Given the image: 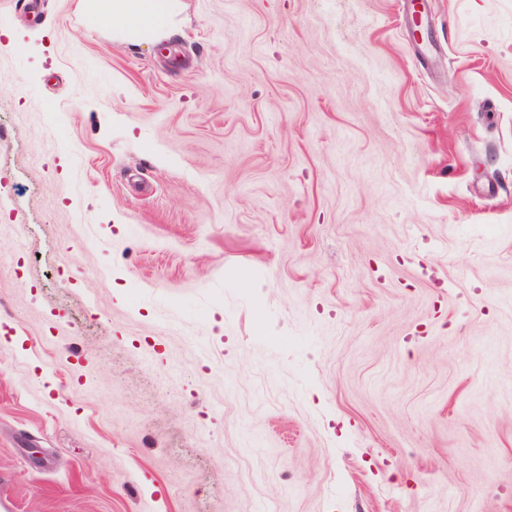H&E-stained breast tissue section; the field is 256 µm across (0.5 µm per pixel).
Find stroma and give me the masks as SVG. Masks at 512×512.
Returning <instances> with one entry per match:
<instances>
[{
	"label": "stroma",
	"mask_w": 512,
	"mask_h": 512,
	"mask_svg": "<svg viewBox=\"0 0 512 512\" xmlns=\"http://www.w3.org/2000/svg\"><path fill=\"white\" fill-rule=\"evenodd\" d=\"M0 0V512H512V0ZM134 0H92L87 5L91 14L95 15L101 23L110 24L113 17L117 16H130L133 12L136 13L140 7V3L133 2Z\"/></svg>",
	"instance_id": "35a3bbf8"
}]
</instances>
